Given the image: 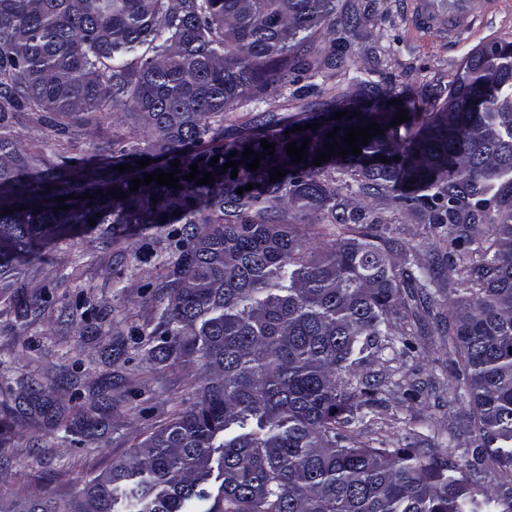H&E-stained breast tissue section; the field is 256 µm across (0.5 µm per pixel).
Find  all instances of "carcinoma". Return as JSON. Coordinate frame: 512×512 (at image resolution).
I'll list each match as a JSON object with an SVG mask.
<instances>
[{"instance_id":"obj_1","label":"carcinoma","mask_w":512,"mask_h":512,"mask_svg":"<svg viewBox=\"0 0 512 512\" xmlns=\"http://www.w3.org/2000/svg\"><path fill=\"white\" fill-rule=\"evenodd\" d=\"M336 2L0 0V122L9 112H44L64 118L54 124L64 138L94 112H123L143 131L140 141L117 143L123 173L74 166L64 155L37 172L0 136V288L14 287L45 245L74 237L90 217L117 240L128 224L176 213L184 228L167 253L168 303L148 354L158 364L198 362L206 373L195 403L129 459L73 492H0V512H512V222L493 225L494 238L476 247L463 233L448 236V271L464 293L448 306L452 396L473 407L474 459L501 469L503 481L489 490L457 477L452 458L354 440L382 384L365 381L361 390L345 377L404 335L397 314L409 302L430 310L426 275L390 263L365 235L314 246L282 210L367 223L321 178L340 162L362 194L411 187L396 201L429 212L433 224L490 221L503 186L512 188V43L467 58L448 82L453 112L408 101V120L396 127L393 112L333 120L343 94L302 80L312 34L325 28L344 47L357 25L356 14H336ZM379 76L373 66L355 77L361 99L380 96ZM263 82L303 102L307 116L282 125L270 114L254 132L228 137L224 113L258 100ZM371 121L384 135L361 155L313 165L325 143ZM312 123L319 129L292 132ZM306 140L308 157L293 162L288 143ZM204 142L209 149L194 151ZM248 146L259 156L255 171L241 163L253 160L243 157ZM231 153L240 161L235 178L223 169ZM177 161L182 188L154 181L130 191L133 179L168 173ZM194 163L199 175L214 174L213 186L182 179ZM276 167L288 174L273 181ZM84 193L95 198L77 199ZM105 431L102 420L64 425L75 441ZM213 476L221 480L215 495Z\"/></svg>"}]
</instances>
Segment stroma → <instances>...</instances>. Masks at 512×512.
<instances>
[{"label":"stroma","mask_w":512,"mask_h":512,"mask_svg":"<svg viewBox=\"0 0 512 512\" xmlns=\"http://www.w3.org/2000/svg\"><path fill=\"white\" fill-rule=\"evenodd\" d=\"M418 0H337L338 10L357 8L358 24L350 38V55L358 68L378 65L384 92L394 98H424L442 103L448 83L466 59L492 42H512V0H470V29L452 32L447 17L434 28L413 23ZM310 57L313 71L327 86L355 96L348 72L328 70L332 36L317 31ZM267 105L244 103L227 113L226 127L238 133L251 128L264 107L288 123L301 119L297 101L279 90L263 92ZM20 153L50 168L68 155L81 165L111 153L115 139H132L142 131L123 113L96 114L73 127L68 148L59 146L53 129L36 112H17L0 124ZM342 202L367 209L374 221L363 233L377 244L395 240L403 253L394 259L404 267L434 268V308L447 312L458 297L448 280L447 229H433L429 217L392 195L365 196L348 183L341 168H329ZM174 225L135 227L119 242L104 238L101 227L53 243L41 263L28 268L22 287L0 292V490L39 486L73 490L129 456L133 449L174 415L193 404L203 383L201 365L172 360L155 364L146 339L166 305V255ZM45 297L43 307L26 310L24 297ZM413 351L401 343L383 350L380 360L364 365L357 377L382 380L379 401L358 425L357 441L365 446L421 448L429 454H454L462 467L473 462L474 446L467 427L469 403L451 398L453 356L448 339L436 325L414 333ZM108 406L94 407L99 391ZM80 422L105 421L102 443H68L53 415ZM458 433L449 441L448 430Z\"/></svg>","instance_id":"stroma-1"}]
</instances>
